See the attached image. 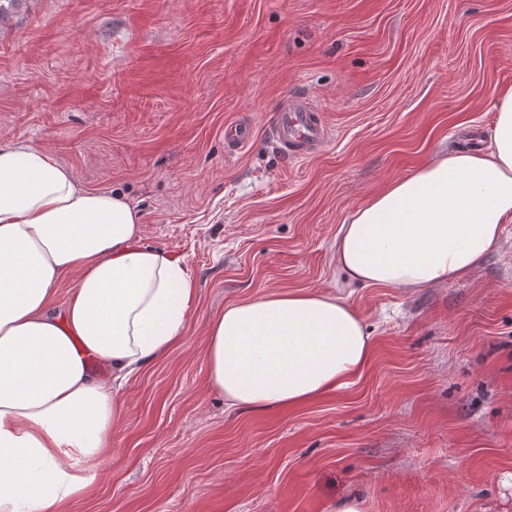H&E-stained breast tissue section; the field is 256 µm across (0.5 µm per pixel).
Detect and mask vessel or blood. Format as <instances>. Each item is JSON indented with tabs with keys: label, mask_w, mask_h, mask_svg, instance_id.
Returning a JSON list of instances; mask_svg holds the SVG:
<instances>
[{
	"label": "vessel or blood",
	"mask_w": 512,
	"mask_h": 512,
	"mask_svg": "<svg viewBox=\"0 0 512 512\" xmlns=\"http://www.w3.org/2000/svg\"><path fill=\"white\" fill-rule=\"evenodd\" d=\"M272 136L278 150L295 157L324 142L328 134L313 103L302 98H288L272 124ZM251 141L252 129L248 124L236 123L224 129L227 154L241 153Z\"/></svg>",
	"instance_id": "1"
}]
</instances>
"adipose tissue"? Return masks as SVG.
Wrapping results in <instances>:
<instances>
[{
	"label": "adipose tissue",
	"mask_w": 512,
	"mask_h": 512,
	"mask_svg": "<svg viewBox=\"0 0 512 512\" xmlns=\"http://www.w3.org/2000/svg\"><path fill=\"white\" fill-rule=\"evenodd\" d=\"M491 105L486 147L438 153L349 213L335 240L347 280L427 288L483 261L512 224V86ZM141 222L46 148L0 144V512H66L104 478L120 382L186 343L193 271L145 244ZM371 354L336 294L271 292L210 323L208 386L229 410L289 409L352 384Z\"/></svg>",
	"instance_id": "1"
}]
</instances>
